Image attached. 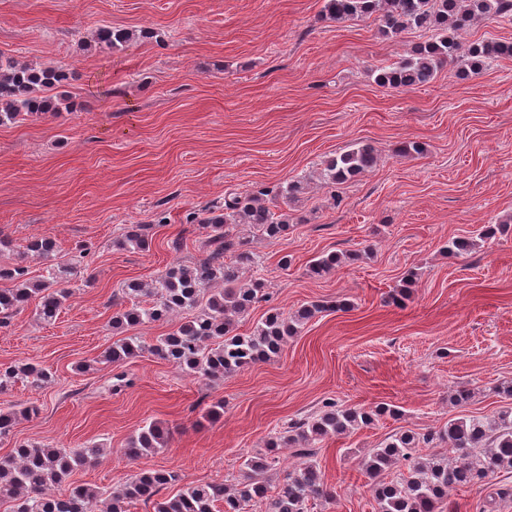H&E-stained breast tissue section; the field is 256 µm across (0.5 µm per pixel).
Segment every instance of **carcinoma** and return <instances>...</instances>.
Here are the masks:
<instances>
[{
    "label": "carcinoma",
    "mask_w": 512,
    "mask_h": 512,
    "mask_svg": "<svg viewBox=\"0 0 512 512\" xmlns=\"http://www.w3.org/2000/svg\"><path fill=\"white\" fill-rule=\"evenodd\" d=\"M323 13L336 22L372 18L378 21V32L387 38L407 30L428 35L400 61L374 70L376 83L390 89L429 84L446 65L460 76H473L499 58L512 57L511 43L485 39L465 44L460 39L477 21L511 19L512 0H324ZM94 37L99 44L120 51L140 37L149 39L155 34L102 25ZM64 80L66 75L56 66L40 67L0 57V125L21 123L36 113L60 111L66 100L54 99L46 92ZM379 158L380 152L373 146L357 144L330 157L323 176L331 184H342L376 167ZM265 196L264 191L231 192L224 198V206L188 215L187 222L210 229L206 257L193 265L170 267L146 283H127L122 293L128 305L112 316V329L121 332L173 317L179 319V325L152 344L141 336H126L112 343L101 361L120 367L147 350L189 375L216 378L270 360L302 325L328 311L329 306L321 303L304 305L289 315L272 308L251 332H237L238 318L267 299V291L262 278L243 277L245 271L259 267V262L225 227L248 224L271 244L281 240L288 231V212L269 205ZM496 232V227L488 225L474 239L453 240L448 253L466 252ZM117 244L149 248L148 239L136 226L128 228ZM30 254L49 260L57 257L58 246L51 238H35L17 250L13 262L0 263V281L6 284L0 288V328L8 326L33 300L37 301L36 320L45 326L54 324L78 287V268L71 263L59 261L47 266L43 274L29 276L24 261ZM359 257L357 251L347 256L323 254L310 261L309 272L322 277L343 259ZM19 380L43 387L52 381V375L34 364L0 367V390ZM497 395L502 405L490 416L452 418L444 428L426 433L399 431L370 449L365 467L375 479L377 512H443L448 491L511 470L512 385L498 388ZM36 413L33 406L0 410V438L11 434L19 417ZM387 414L394 416L397 411L385 403L366 410L327 401L319 412L271 434L265 452L244 460L243 478L235 484H187L169 497L161 496V491L179 481V475L169 470H141L110 492L75 485L58 494L59 485L77 470L97 464L106 449L98 444L78 450L19 444L9 458L0 461V502L12 503V512H128L129 504L140 501L152 505L153 512H242L247 506H256L259 512H308L310 501L334 496L315 461L318 444L368 427ZM169 437L168 427L149 422L129 438L126 456L137 460L156 454L167 447ZM441 443L448 444L457 457L419 453L421 448ZM283 448L294 449L298 462L272 494L267 474L280 463ZM220 504L222 511L217 510Z\"/></svg>",
    "instance_id": "cac0c4a2"
}]
</instances>
